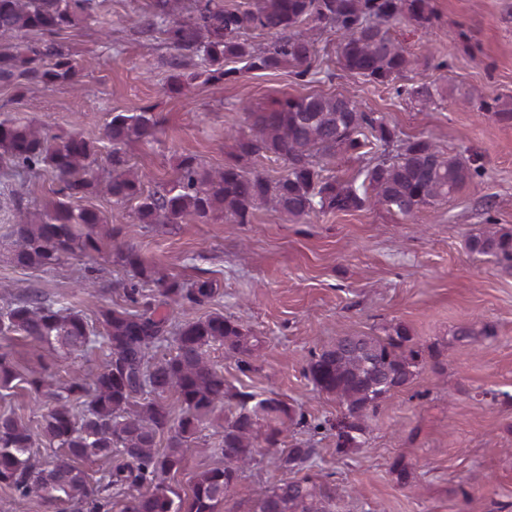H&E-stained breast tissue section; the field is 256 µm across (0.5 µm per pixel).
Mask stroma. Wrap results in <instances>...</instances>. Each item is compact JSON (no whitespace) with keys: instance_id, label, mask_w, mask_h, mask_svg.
Segmentation results:
<instances>
[{"instance_id":"stroma-1","label":"stroma","mask_w":512,"mask_h":512,"mask_svg":"<svg viewBox=\"0 0 512 512\" xmlns=\"http://www.w3.org/2000/svg\"><path fill=\"white\" fill-rule=\"evenodd\" d=\"M154 2L98 0L108 30L84 22L53 37L81 67L82 91L58 84L34 94L0 82V117L44 123L56 134L79 126L95 137L110 113L150 110L159 122L155 141L122 148L150 192L171 179L185 154L210 168L237 161L277 180L286 165L276 156L237 157L234 136L249 133L251 123L240 101L268 108L286 96L346 94L382 116L398 142L425 139L473 159L472 183L410 219L377 204L300 222L261 209L246 224L221 216L205 224H142L135 203L117 208L94 190L81 205L103 215L97 231L106 250L75 254L53 268L20 267L2 254L0 289L41 292L91 322L103 307L138 311L152 284L122 260L126 246L170 280L212 282L214 299L182 312V319L223 313L259 336L261 347L247 365L223 346L211 347L227 396L168 477L182 497L191 496L198 472L223 466L210 453L213 434L235 415L236 393L249 392L288 407L297 424L284 444L314 448L305 473L335 486V512H512V265L468 247L472 236L488 230L512 234V120L496 115L512 109V0H430L429 23L394 29L412 61L401 84L426 82L444 91L429 105L343 70L333 29L321 30L317 42L319 62L333 79L300 78L290 68L257 70L218 84L194 81L187 96L173 93L167 86L172 48L159 32L129 23L151 13ZM12 182L31 210L59 198L48 172ZM80 279L94 283L96 297L77 288ZM397 324L421 347L423 366L408 386L383 399L368 421L365 447L338 450L334 424L341 407L314 388L305 367L337 337L383 336ZM462 326L472 329L470 341L457 340ZM1 354L16 379L11 389L0 388V414L35 430L42 412L30 379H42L48 393L72 372H97L106 360L94 344L47 364L18 333L0 335ZM398 460L411 472L404 484L393 471ZM284 477L267 457L256 456L241 478L246 491L227 502L228 512H252L250 491Z\"/></svg>"}]
</instances>
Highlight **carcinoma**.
<instances>
[{
  "instance_id": "cac0c4a2",
  "label": "carcinoma",
  "mask_w": 512,
  "mask_h": 512,
  "mask_svg": "<svg viewBox=\"0 0 512 512\" xmlns=\"http://www.w3.org/2000/svg\"><path fill=\"white\" fill-rule=\"evenodd\" d=\"M176 0H156L155 12L142 26L165 35L175 54L168 61L169 89L181 93L187 80L218 83L237 75L230 61L250 70L296 69L304 77L313 71L316 39L300 30L326 27L341 32L338 62L351 73L377 85H389L411 65L391 29L403 20H427L429 0H247L243 9H226L224 0H195V13L182 16ZM98 19L97 0H0V38L22 33L52 36L78 23ZM261 29L276 36L258 48L244 35ZM190 64L197 71L183 70ZM80 69L63 46L29 43L15 51H0V81L27 89H48L58 83L79 84ZM419 102L431 103L437 87L420 83L398 87ZM252 119L251 134L236 137L242 156L271 153L288 163L286 173L271 182L236 165L206 168L192 154L181 156L175 173L155 191L144 194L143 176L121 155V146L156 140L158 121L151 112H113L102 138L112 142L111 169L99 179L96 162L100 139L82 131L52 134L31 122L0 119V169L35 172L46 169L58 183L63 200L31 215L16 198L12 183H0V196L14 202L11 223L0 235L21 267H53L77 252L102 253L95 229L100 213L72 206L91 190L102 188L115 205L139 201L136 218L142 224L206 223L217 213L234 224H247L254 211L274 209L291 221L316 212L360 210L382 203L411 217L465 189L477 169L456 155L442 153L429 140L408 142L392 158L374 159L351 181L340 183L325 174L318 159L356 151L367 145L386 148L392 133L383 119L364 112L346 95L286 96L269 108L243 105ZM480 254L512 263V237L482 235L471 240ZM136 313L105 309L97 323L38 293H19L0 308V333L21 332L37 348L82 352L89 339L107 349L105 367L76 375L42 406V423L35 432L10 415H0V485L21 496L34 495L49 506L67 504L74 512H101L112 497L121 498V512H216L237 493L244 468L275 448L284 432L286 413L274 397L258 399L236 394V415L215 432L211 452L224 466L204 470L193 481L189 500L167 483L178 470L189 442L216 409L224 405V376L208 359L220 344L240 362L255 356L260 340L245 332L232 317L220 313L179 321L156 315L157 307L201 305L215 296L208 281L190 285L164 276L152 279ZM174 336V354L154 353ZM412 336L399 324L392 336L345 335L313 356L306 375L314 388L336 397L344 408L336 420V447L360 448L367 443L366 422L391 392L407 386L422 366ZM177 396L180 414L172 420L162 400ZM174 430L167 448L157 436ZM62 450L47 465L32 458L35 439ZM314 454L296 446L270 458L279 470H302ZM102 463L105 471L91 484L78 462ZM336 490L305 476L280 480L267 487L253 512H333Z\"/></svg>"
}]
</instances>
